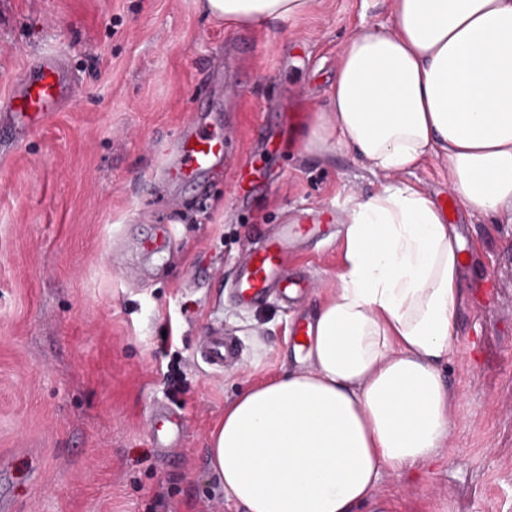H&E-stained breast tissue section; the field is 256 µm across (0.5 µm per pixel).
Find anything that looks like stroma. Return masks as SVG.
I'll return each instance as SVG.
<instances>
[{
	"label": "stroma",
	"mask_w": 512,
	"mask_h": 512,
	"mask_svg": "<svg viewBox=\"0 0 512 512\" xmlns=\"http://www.w3.org/2000/svg\"><path fill=\"white\" fill-rule=\"evenodd\" d=\"M389 23L385 0H313L250 27L199 0H0V97L46 54L78 88L25 138L0 131V512H243L208 434L239 390L297 367L293 329L342 265L348 200L383 182L351 151H307L302 108L326 105L350 29ZM219 69L233 94L212 93ZM202 100L227 162L168 184L161 149ZM248 161L267 185L236 181ZM400 179L448 200L444 156ZM451 214L467 247L444 367L454 446L378 496L393 512H512V224ZM287 220L322 227L289 262L312 290L240 305L234 263ZM162 230L166 249L143 252ZM215 331L240 350L220 371L198 354ZM159 402L183 416L169 454L151 436Z\"/></svg>",
	"instance_id": "obj_1"
}]
</instances>
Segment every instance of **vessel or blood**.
<instances>
[{
	"instance_id": "1",
	"label": "vessel or blood",
	"mask_w": 512,
	"mask_h": 512,
	"mask_svg": "<svg viewBox=\"0 0 512 512\" xmlns=\"http://www.w3.org/2000/svg\"><path fill=\"white\" fill-rule=\"evenodd\" d=\"M75 94V84L64 59L43 55L32 61L0 99V128L22 136L35 130L53 112L66 107ZM223 136L212 133L201 121L189 120L171 141L164 166L170 183L197 182L212 169L225 163ZM315 231L311 224H284L250 249L236 264L234 286L237 300L252 305L271 295L288 298L294 282L286 272L290 246ZM237 347L223 335L209 337L201 350L202 359L215 368L234 357ZM180 419L167 407L154 410L152 436L161 446L179 440Z\"/></svg>"
}]
</instances>
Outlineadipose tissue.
I'll return each instance as SVG.
<instances>
[{
  "mask_svg": "<svg viewBox=\"0 0 512 512\" xmlns=\"http://www.w3.org/2000/svg\"><path fill=\"white\" fill-rule=\"evenodd\" d=\"M313 0H201L227 24L305 14ZM391 23L352 32L307 150L352 151L387 181L355 197L344 262L319 289L298 368L227 403L209 463L245 512H360L387 471L452 444L453 352L464 256L430 196L395 181L448 159L470 211L512 223V0H388Z\"/></svg>",
  "mask_w": 512,
  "mask_h": 512,
  "instance_id": "adipose-tissue-1",
  "label": "adipose tissue"
}]
</instances>
